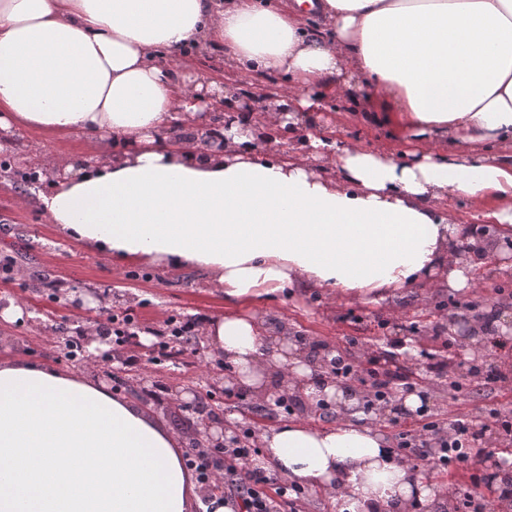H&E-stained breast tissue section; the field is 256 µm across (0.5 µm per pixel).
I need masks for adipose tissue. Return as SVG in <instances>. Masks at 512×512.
<instances>
[{
  "label": "adipose tissue",
  "mask_w": 512,
  "mask_h": 512,
  "mask_svg": "<svg viewBox=\"0 0 512 512\" xmlns=\"http://www.w3.org/2000/svg\"><path fill=\"white\" fill-rule=\"evenodd\" d=\"M217 46L226 67L281 78L265 123L238 88L170 62ZM365 86L409 134L399 155L317 127L328 88ZM211 98L222 139L209 149L197 131ZM16 125L110 137L108 155L46 167L39 196L62 234L103 257L203 268L236 304L286 288L376 303L425 284L457 291L493 250L483 228L450 220L448 197L512 238V0H0V130ZM285 127L307 131L298 156H262L258 139ZM201 334L256 401L276 390L333 413L261 430L255 468L319 490L336 512L443 505L445 487L367 424L359 390L302 359L299 338L242 313ZM204 504L234 512L202 498L180 439L129 399L0 360V512Z\"/></svg>",
  "instance_id": "adipose-tissue-1"
}]
</instances>
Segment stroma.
Returning <instances> with one entry per match:
<instances>
[{
  "mask_svg": "<svg viewBox=\"0 0 512 512\" xmlns=\"http://www.w3.org/2000/svg\"><path fill=\"white\" fill-rule=\"evenodd\" d=\"M182 71H199L218 84L231 83L249 89L247 76L224 69V53L215 49L203 54L175 57ZM371 120L345 111L322 113L320 126L334 130L337 138H359L372 147L383 143L391 150L403 149L407 134L397 124L381 122V102L372 90L358 92ZM104 143L84 133H44L20 129L0 133V261L12 263L13 271L0 273V309L15 304L23 316L13 322L0 319V359L20 356L29 362L64 371L108 386L113 394L127 396L148 416L178 436L183 453L214 445L215 431L232 425L259 430L282 421L279 413L256 415L252 396L226 397V370L221 357L213 354L204 337L192 339L187 354L160 365L132 371L126 365L127 350L92 349L84 331L99 327L103 318L90 301H106L111 312H130L137 320L139 352L152 346L151 334L172 317L208 318L234 310L271 323L288 325L293 335L316 346L336 349L353 362H361L374 346H385L399 338H410L419 356L401 357L407 370L423 373L422 352L441 349L443 343L457 344L458 335L449 331V318L460 321L487 313H506L497 326L498 334L512 327V248L496 246L497 256L477 272L472 291L434 289L427 304L405 299L401 321L390 320L384 306L371 302H349L326 291L288 288L242 305L228 303L224 293L204 270L172 269L161 263L126 262L106 259L84 245L62 236L36 197L38 184L22 180L23 172L40 168L54 159L88 157L104 151ZM77 341L82 352L69 356L67 341ZM462 366L448 378L433 381L430 409L441 421L455 415H470L475 424L490 426L488 411L512 413V385L489 394L476 378L467 376L465 363L478 360L483 366L512 370V360L502 361L495 353L479 349L477 354L459 353ZM168 392L155 396L156 383Z\"/></svg>",
  "mask_w": 512,
  "mask_h": 512,
  "instance_id": "35a3bbf8",
  "label": "stroma"
}]
</instances>
